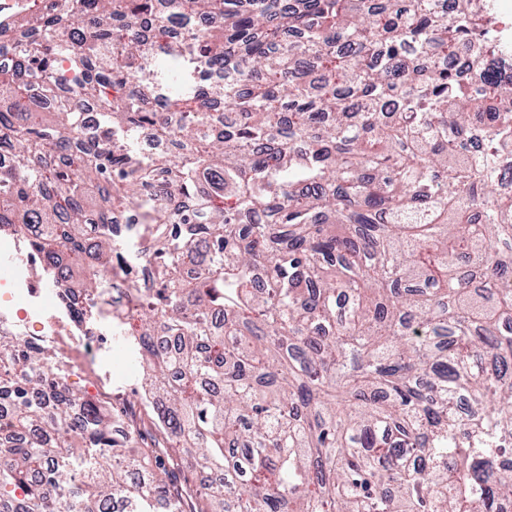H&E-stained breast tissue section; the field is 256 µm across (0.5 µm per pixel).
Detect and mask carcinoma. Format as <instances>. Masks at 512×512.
<instances>
[{
    "instance_id": "cac0c4a2",
    "label": "carcinoma",
    "mask_w": 512,
    "mask_h": 512,
    "mask_svg": "<svg viewBox=\"0 0 512 512\" xmlns=\"http://www.w3.org/2000/svg\"><path fill=\"white\" fill-rule=\"evenodd\" d=\"M170 2L0 23V230L64 302L147 256L139 329L112 320L169 448L143 472L159 442L0 334V512H505L512 40L469 52L492 0ZM191 66L224 74V112Z\"/></svg>"
}]
</instances>
